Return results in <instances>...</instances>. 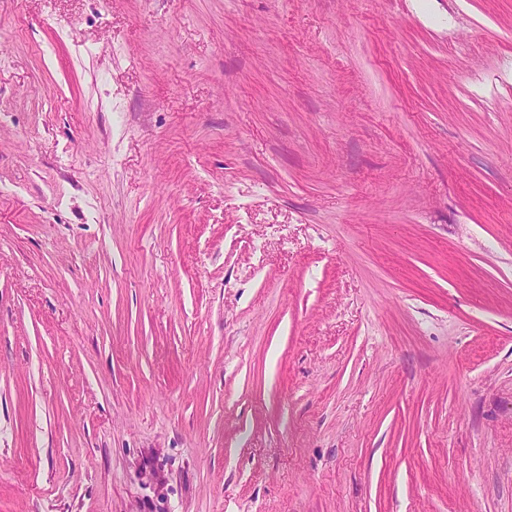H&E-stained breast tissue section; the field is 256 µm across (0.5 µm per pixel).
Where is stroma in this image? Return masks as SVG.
<instances>
[{"label":"stroma","instance_id":"stroma-1","mask_svg":"<svg viewBox=\"0 0 512 512\" xmlns=\"http://www.w3.org/2000/svg\"><path fill=\"white\" fill-rule=\"evenodd\" d=\"M0 512H512V0H0Z\"/></svg>","mask_w":512,"mask_h":512}]
</instances>
